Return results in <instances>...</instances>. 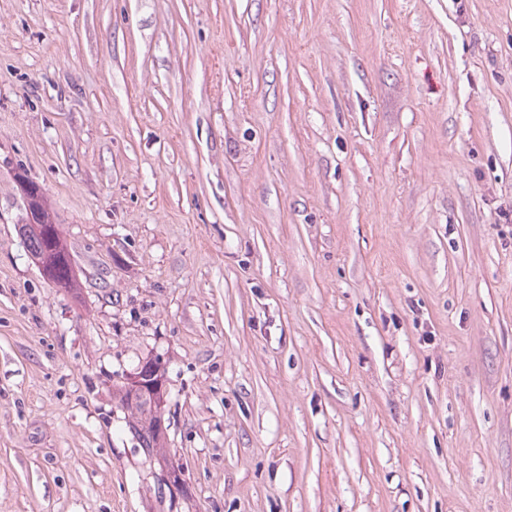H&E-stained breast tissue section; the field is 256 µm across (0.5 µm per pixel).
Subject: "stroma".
I'll list each match as a JSON object with an SVG mask.
<instances>
[{"instance_id": "stroma-1", "label": "stroma", "mask_w": 512, "mask_h": 512, "mask_svg": "<svg viewBox=\"0 0 512 512\" xmlns=\"http://www.w3.org/2000/svg\"><path fill=\"white\" fill-rule=\"evenodd\" d=\"M39 185L78 294L19 232ZM512 0H0V512H512ZM151 362L159 369L160 360L157 356L145 357L139 360L129 374L118 375L119 379L112 384V394L118 400L124 419H127L125 422L130 433L139 442L140 448L144 449L150 461V468L153 463V473L158 488L162 491V488L165 490L168 485H164L157 474L166 468L174 467V464L163 453L167 432H161L157 428L158 420L164 417L167 411L168 399L165 391L161 392L158 389V376L155 375Z\"/></svg>"}]
</instances>
